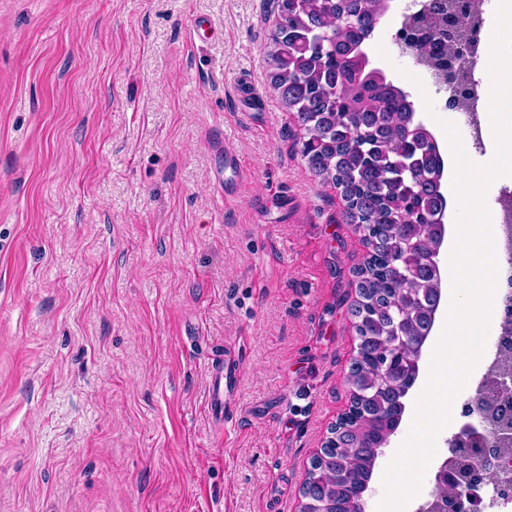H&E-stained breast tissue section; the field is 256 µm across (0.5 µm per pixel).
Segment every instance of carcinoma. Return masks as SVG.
<instances>
[{"label": "carcinoma", "mask_w": 512, "mask_h": 512, "mask_svg": "<svg viewBox=\"0 0 512 512\" xmlns=\"http://www.w3.org/2000/svg\"><path fill=\"white\" fill-rule=\"evenodd\" d=\"M390 0H296L269 51L270 85L305 130L299 153L310 174L340 190L345 223L368 248L354 270L350 314L357 353L346 376L351 405L330 429L301 489L299 512H364L377 455L396 433L420 374L422 349L442 295L446 236L444 158L415 119L408 94L363 47ZM430 28L460 9L448 56L470 49L447 82L466 99L480 0H429Z\"/></svg>", "instance_id": "carcinoma-1"}]
</instances>
